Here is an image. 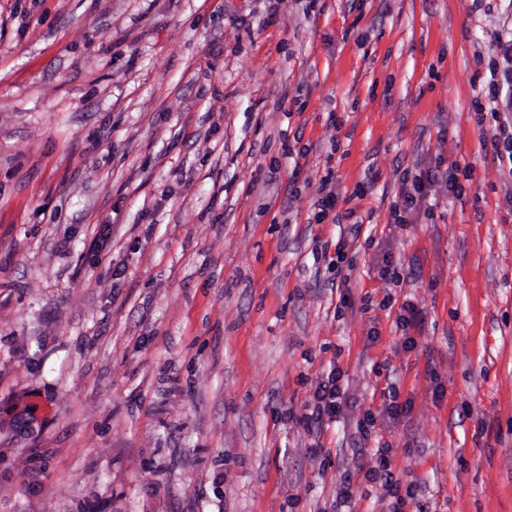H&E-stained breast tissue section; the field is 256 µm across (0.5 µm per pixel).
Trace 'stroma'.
Returning <instances> with one entry per match:
<instances>
[{"label":"stroma","mask_w":512,"mask_h":512,"mask_svg":"<svg viewBox=\"0 0 512 512\" xmlns=\"http://www.w3.org/2000/svg\"><path fill=\"white\" fill-rule=\"evenodd\" d=\"M511 38L512 0H0V512H512V167L475 81ZM436 182V176L427 172L425 175L421 174L420 178H414L410 188H402V197L404 208L402 214L395 210L394 220L396 224L407 223V217L410 211H414L417 207H421L423 201L428 197L430 186ZM335 370H331L327 380L320 383L313 393L314 408L310 414H304L303 423L308 429L321 431L324 425L337 422L342 415L343 399L336 384ZM389 448H377L374 456H376V464L366 472V477L371 480H376L378 476L383 480L382 485L393 494L397 490L399 480L395 478L394 473L389 468L388 458Z\"/></svg>","instance_id":"35a3bbf8"}]
</instances>
